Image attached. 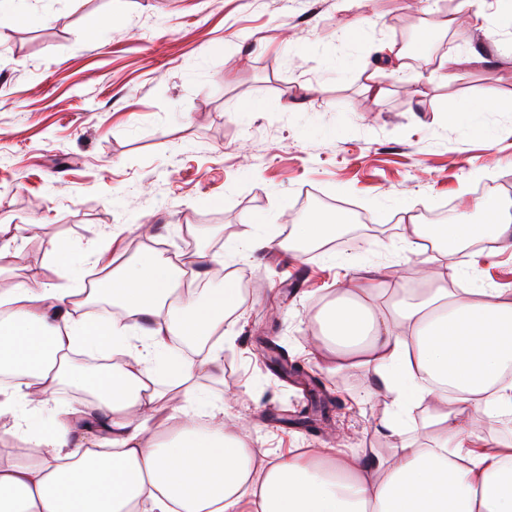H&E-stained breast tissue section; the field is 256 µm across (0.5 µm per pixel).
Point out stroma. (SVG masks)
<instances>
[{
	"label": "stroma",
	"mask_w": 512,
	"mask_h": 512,
	"mask_svg": "<svg viewBox=\"0 0 512 512\" xmlns=\"http://www.w3.org/2000/svg\"><path fill=\"white\" fill-rule=\"evenodd\" d=\"M441 0H23L0 15V225L24 224L0 261V286L31 274L86 287L88 244L121 230L116 264L146 242L223 283L225 242L246 248L234 277L249 291L225 329L214 401L252 430L261 461L327 443L385 456L390 404L359 368L335 372L312 336L315 315L361 269L397 270L420 288L404 250L402 208L418 216L503 192L512 177V64L496 0L466 31L443 30ZM433 30L428 75L376 65L395 40L392 12ZM105 18L90 34V17ZM357 21L358 40L340 20ZM490 104L475 130L446 101ZM262 111H251L253 102ZM369 215L342 248L288 259L282 239L307 192ZM194 229L185 248L183 225ZM70 243L69 271L50 241ZM464 286L512 294V249L460 252Z\"/></svg>",
	"instance_id": "stroma-1"
}]
</instances>
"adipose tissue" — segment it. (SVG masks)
<instances>
[{"label": "adipose tissue", "mask_w": 512, "mask_h": 512, "mask_svg": "<svg viewBox=\"0 0 512 512\" xmlns=\"http://www.w3.org/2000/svg\"><path fill=\"white\" fill-rule=\"evenodd\" d=\"M482 221L415 224L404 244L428 253L444 275L411 291L400 280L378 287L374 271L338 289L317 315L315 339L333 370L368 368L393 394L382 425L389 455L363 458L313 448L256 472V450L242 422L225 421L222 405L198 378L223 382L224 325L240 306L234 278L204 290L145 251L114 266L111 249L91 247L106 271L112 303L126 311L111 323L74 318L66 288L37 276L0 291L9 315L0 321V415L11 463L0 466V512H512V445L470 427L474 415L512 414V299L493 288H449L456 254L480 236L512 247V219L497 199L476 204ZM201 346L194 357L173 340ZM108 348L122 364L85 367L76 351ZM166 362L168 385L191 405L171 401L174 431L148 422L166 399L154 366ZM66 385L92 393L90 404L65 403L42 417L50 391ZM425 405L436 439L407 438L412 406Z\"/></svg>", "instance_id": "obj_1"}]
</instances>
